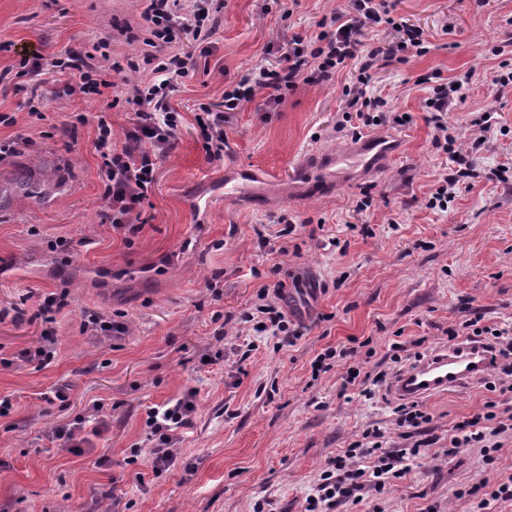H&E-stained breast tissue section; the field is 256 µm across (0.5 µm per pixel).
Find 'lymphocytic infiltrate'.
I'll list each match as a JSON object with an SVG mask.
<instances>
[{"instance_id": "1", "label": "lymphocytic infiltrate", "mask_w": 512, "mask_h": 512, "mask_svg": "<svg viewBox=\"0 0 512 512\" xmlns=\"http://www.w3.org/2000/svg\"><path fill=\"white\" fill-rule=\"evenodd\" d=\"M142 16L150 30L152 53L144 59L112 58L108 39H100L101 55L38 58L21 61L20 73L36 77L60 74L71 70L74 82L65 93L73 96L103 95L111 91L112 105H124L131 110L136 123L126 142L112 137V125L106 119L97 122L94 149L100 158V177L105 186V201L113 228L136 236L142 229L140 207L152 188L154 173L160 158L171 148L183 117L169 104V96L189 74L186 44L212 47L219 13L224 0H142ZM384 26L394 31L392 42L382 46L371 43L365 52H358V39L366 28ZM313 34L294 33L275 44L284 64L272 70L256 63L238 79L224 88V101L214 107L199 104L195 121L202 131L204 147L209 157L224 156V130L237 112L243 111L257 95H264L266 106L281 105L289 91L299 83L331 85L336 75L350 60H359L357 81L368 87L371 72L392 60L402 59L409 52L423 55L428 51L420 29L395 20L390 0H351L345 13H331L318 24ZM138 73L136 82H129L128 73ZM454 86L441 83L434 87L426 102L430 120L437 132L436 139L451 160L450 171L427 201L428 208L447 211L460 185L476 175L472 151L458 142L448 127V107L454 99ZM282 285L261 286L253 312L247 321L262 325L264 332L274 337L290 338L294 331L291 321L280 305ZM66 293L46 292L39 298L35 313L42 329L37 345L19 351L16 361L41 366L51 364L56 357L57 317L67 307ZM481 316L463 322L461 329H449V340H457L461 330L473 336L490 335L497 351L493 363L500 373V393L512 394V332L505 328H487ZM484 416L465 421L459 433L451 439L452 448L484 447L488 437L512 432V422L500 420L495 411L496 401H488ZM192 406L181 399L147 411L146 424L156 441L152 452L151 471L161 474L174 455L177 431L189 423ZM433 439L415 442L411 447L389 449L381 429L364 431L343 454L337 455L329 469L324 470L315 485L314 495L307 498V512H338L347 503H360L366 496L383 493L386 486L402 479L409 471L410 457L420 455L423 447L433 446ZM370 459L367 467H359V459Z\"/></svg>"}]
</instances>
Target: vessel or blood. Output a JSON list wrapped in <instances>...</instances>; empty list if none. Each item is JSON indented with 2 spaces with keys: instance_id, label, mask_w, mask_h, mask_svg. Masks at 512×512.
<instances>
[{
  "instance_id": "1",
  "label": "vessel or blood",
  "mask_w": 512,
  "mask_h": 512,
  "mask_svg": "<svg viewBox=\"0 0 512 512\" xmlns=\"http://www.w3.org/2000/svg\"><path fill=\"white\" fill-rule=\"evenodd\" d=\"M336 157L302 160L297 177L303 190H321L326 183L325 171L334 166ZM491 352L479 342L460 341L421 357L392 381L390 390L401 400H413L451 388L463 386L488 369Z\"/></svg>"
}]
</instances>
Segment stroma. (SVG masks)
I'll return each instance as SVG.
<instances>
[{
    "instance_id": "1",
    "label": "stroma",
    "mask_w": 512,
    "mask_h": 512,
    "mask_svg": "<svg viewBox=\"0 0 512 512\" xmlns=\"http://www.w3.org/2000/svg\"><path fill=\"white\" fill-rule=\"evenodd\" d=\"M348 8L347 0H283L265 13L257 0H226L212 54L194 53L169 99L183 122L142 206L143 229L129 240L105 216L92 142L101 114L125 141L132 113L102 97L63 95L64 75L35 87L19 69L24 59L86 55L106 34L113 56H143L137 0H0V142L17 144L0 160V308L20 313L0 323V399L12 403L0 416V512H304L328 461L365 430L406 445L384 384L367 397L362 383H346L344 364L313 373L322 350L356 349L362 371L390 374L395 341L430 352L475 312L484 325L512 327V176H496L512 169V87L496 83L512 66V0H395L394 17L422 30L430 50L377 68L367 93L407 114L405 125L357 136L339 129L359 66L352 60L333 86L299 85L277 109L255 99L227 128L223 160L207 156L198 104L222 102L225 83L256 63L280 66L270 44ZM429 75L461 84L448 124L474 145L480 170L444 212L426 206L450 165L427 120ZM36 92L38 118L29 113ZM483 112L488 128L473 126ZM79 113L86 122H76ZM372 136L397 140V152L327 191L289 197L299 160ZM238 165L257 170L261 206L225 194L224 175ZM23 178L35 194L20 190ZM366 197L370 207L357 210ZM282 217L296 226L284 243L275 237ZM311 280L321 285L316 297L286 298L299 337L283 345L259 336L256 350L243 352V318L260 286L291 291ZM57 288L68 290L69 305L57 317L56 359L14 362L39 338L38 294ZM87 310L124 323L125 334L83 333ZM497 379L423 399L426 431L440 447L487 401L512 407V395L488 390ZM56 388L66 401H44ZM187 397L194 410L176 458L153 476L146 411ZM96 403L111 428L79 451L60 447L53 428ZM488 443L487 453L426 451L388 493L344 512H512V501L489 497L512 474V433Z\"/></svg>"
}]
</instances>
